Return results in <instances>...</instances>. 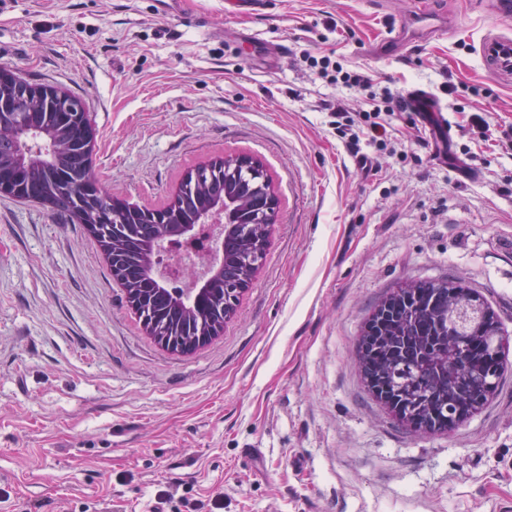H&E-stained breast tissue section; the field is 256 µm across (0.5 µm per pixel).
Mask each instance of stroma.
Segmentation results:
<instances>
[{"mask_svg": "<svg viewBox=\"0 0 512 512\" xmlns=\"http://www.w3.org/2000/svg\"><path fill=\"white\" fill-rule=\"evenodd\" d=\"M435 8L441 36L394 0L0 9V66L83 98L113 198L157 208L188 171L247 157L277 201L234 312L180 353L146 332L81 225L0 194V512H512V369L472 418L420 435L357 358L401 281L462 280L512 334V83L479 58L512 20L488 0ZM305 53L427 89L448 108L447 156L415 112L387 115L390 149L348 153L328 107L365 99ZM474 110L488 140L461 131Z\"/></svg>", "mask_w": 512, "mask_h": 512, "instance_id": "1", "label": "stroma"}]
</instances>
